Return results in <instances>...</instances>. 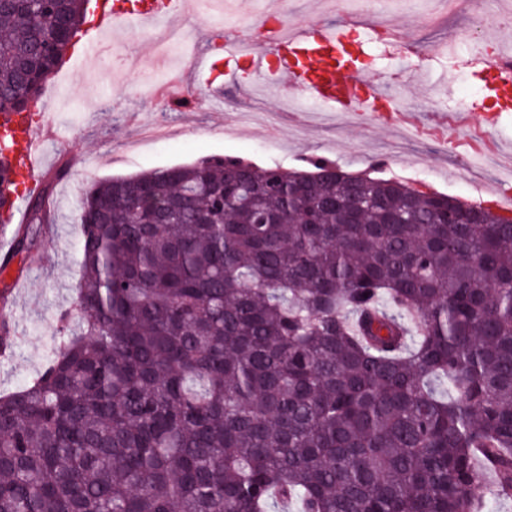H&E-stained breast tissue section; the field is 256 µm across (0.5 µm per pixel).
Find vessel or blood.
Masks as SVG:
<instances>
[{
  "mask_svg": "<svg viewBox=\"0 0 512 512\" xmlns=\"http://www.w3.org/2000/svg\"><path fill=\"white\" fill-rule=\"evenodd\" d=\"M177 0H148L140 9H126L123 0H105L101 4L94 31L83 47L84 54L98 51L101 37L120 25L146 28L147 24L171 16ZM340 38L327 26L294 27L286 20L270 15L268 37L264 44L251 47L237 40H226L228 55L240 58L254 80L274 88L282 99L311 100L340 112L359 101L379 103L384 99L377 83L370 81L358 67L337 69L328 55ZM279 57L280 72L270 69L271 57ZM13 141L15 166L27 189L39 184L43 169L44 144L39 128L28 119H15L9 128Z\"/></svg>",
  "mask_w": 512,
  "mask_h": 512,
  "instance_id": "obj_1",
  "label": "vessel or blood"
}]
</instances>
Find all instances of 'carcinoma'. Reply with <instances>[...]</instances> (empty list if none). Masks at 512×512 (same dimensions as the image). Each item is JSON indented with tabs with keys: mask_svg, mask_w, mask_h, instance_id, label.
<instances>
[{
	"mask_svg": "<svg viewBox=\"0 0 512 512\" xmlns=\"http://www.w3.org/2000/svg\"><path fill=\"white\" fill-rule=\"evenodd\" d=\"M89 5H0L1 113L37 108ZM312 166L85 191L80 315L0 394V512H487V472L512 500V220L450 224L444 194ZM65 176L25 194L12 256Z\"/></svg>",
	"mask_w": 512,
	"mask_h": 512,
	"instance_id": "1",
	"label": "carcinoma"
}]
</instances>
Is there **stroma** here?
<instances>
[{
	"mask_svg": "<svg viewBox=\"0 0 512 512\" xmlns=\"http://www.w3.org/2000/svg\"><path fill=\"white\" fill-rule=\"evenodd\" d=\"M354 0H284L289 24L342 23ZM253 0H226L223 12H201L196 0H180L174 23L190 55L182 62L152 32L116 28L94 61L68 54L47 81L39 104L52 133L44 143L49 169L65 164L69 176L52 188L57 215L24 258L12 265V302L0 321L13 323L17 344L0 364V394L14 391L45 367L57 346V317L75 309L80 274L79 200L93 183L211 157L238 158L262 167L302 169L316 157L352 174L394 179L512 216V172L496 164L512 153V106L493 91L494 63L483 47L512 43V0H487L483 11H448L442 0H382L381 23L415 41L405 55L375 30L353 26L348 46L359 47L364 74L398 105L369 106L332 115L309 103L296 112L279 108L277 94L257 96L249 78L219 86L216 68L226 62L224 31L259 20ZM208 57L212 71L193 59ZM191 91L194 109L176 111L168 95ZM165 122L170 137L146 139Z\"/></svg>",
	"mask_w": 512,
	"mask_h": 512,
	"instance_id": "obj_1",
	"label": "stroma"
}]
</instances>
